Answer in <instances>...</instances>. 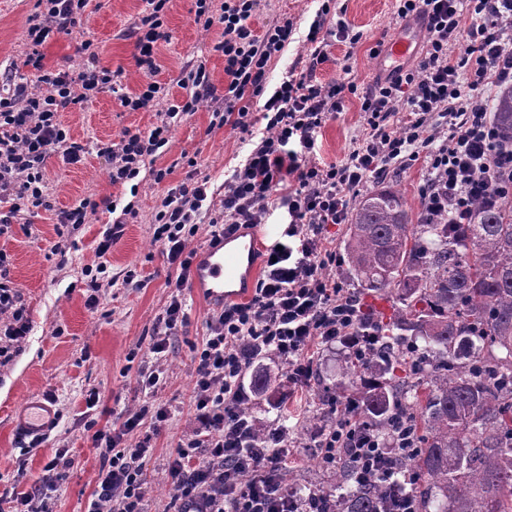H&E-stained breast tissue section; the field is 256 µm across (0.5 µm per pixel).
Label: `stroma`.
Returning <instances> with one entry per match:
<instances>
[{
	"mask_svg": "<svg viewBox=\"0 0 512 512\" xmlns=\"http://www.w3.org/2000/svg\"><path fill=\"white\" fill-rule=\"evenodd\" d=\"M36 0H0V72L21 64L28 50V19L35 12ZM346 18L360 31L356 46L338 41L328 49L329 59L316 77L323 82L343 79L344 66H351L357 83L371 81L377 57L372 47L393 38L402 28L395 14V0H337ZM322 0H261L257 25L276 19L292 20L295 33L268 69L270 85H277L298 57L310 51L305 41L309 26L320 11ZM142 0H91L80 28L72 34H60L42 48L47 67L79 64L78 44L93 40L100 66L122 73L127 91H134L144 75L134 59V41L126 31L143 9ZM194 0H170L166 27L170 34L158 50L160 70L156 79L171 83L181 67L190 60L204 62L216 90L224 88V58L212 47L221 35L220 28L205 31L192 21ZM212 114L207 106L184 116L171 128L169 142L159 149L155 168H170L163 183L145 178L137 189L126 184H111L109 161L98 155L96 143L105 142L123 129L147 130L158 121L153 112H127L112 92L100 93L83 107L63 112L62 122L73 140L86 144L88 153L75 164L51 156L45 169L48 193L53 208L38 214L20 212L7 234L0 236V249L12 260L11 277L20 288L31 321V332L22 348L0 367V495L28 491L43 474L45 464L56 453L65 452L73 467L65 484L53 494L55 512H84L92 494L100 467L99 453L85 429L86 421L103 417L119 423L121 415L143 404L146 397L138 388L137 375L142 366L153 364L149 351L156 316L169 301L172 279L177 271L167 262L162 247L153 240L154 214L168 188L182 182L187 173L206 178L211 188L222 187L236 167L244 163L250 151L241 144L231 127H211ZM362 119L358 97H346L344 108L321 129L315 158L320 162H342L361 136ZM195 167H188V160ZM424 164L388 173L368 183L365 194L382 189L399 191L412 220L421 216L418 188L424 178ZM115 196L118 205L135 203L138 217L126 225L124 234L110 252L97 255L103 233L112 225V215L98 211L89 224L75 231V248L65 256L55 255L53 247L59 212L93 197ZM104 264L97 309L86 299L83 270ZM134 271L135 282H125L127 271ZM189 324L179 333L174 349L163 362V379L154 396L165 404L169 417L160 431L144 425L134 433L133 442L149 441L151 457L144 470L145 512H181L167 474L168 462L181 436L196 424L193 405V356L206 332L205 321L211 306L200 296L185 292ZM343 347L322 351L311 385L292 393L288 375L280 373L275 385H256L255 374H248L257 397L251 414L260 424L279 418L280 402H287L293 416L290 441L296 454L289 467L299 484L306 488L328 485L329 474L316 463L314 438L328 408L323 404V381L335 378ZM98 392L101 407L108 415L87 406L91 392ZM50 397L59 417L56 427L39 443L22 441L12 425L14 412L33 395Z\"/></svg>",
	"mask_w": 512,
	"mask_h": 512,
	"instance_id": "obj_1",
	"label": "stroma"
}]
</instances>
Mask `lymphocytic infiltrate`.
<instances>
[{
	"instance_id": "f902f5d3",
	"label": "lymphocytic infiltrate",
	"mask_w": 512,
	"mask_h": 512,
	"mask_svg": "<svg viewBox=\"0 0 512 512\" xmlns=\"http://www.w3.org/2000/svg\"><path fill=\"white\" fill-rule=\"evenodd\" d=\"M211 2L195 0L193 22L206 30L222 28L214 49L224 57V94L216 96L204 62H190L176 80L186 91L179 100L154 79L158 45L169 38L164 28L169 0H144L132 24L136 64L147 76L132 94L121 92V72L100 66L89 40L77 49L79 66L45 68L42 46L80 26L89 0H37L27 29L32 50L23 61L35 70L36 81L30 86L11 75L0 80V203L9 205L0 210V235L21 210H52L43 174L52 155L76 163L85 152L62 124L61 112L107 89L118 93L126 111L159 112V124L123 130L118 139L98 147L111 165L112 184L135 179L144 170L159 184L168 172L153 162L169 142L172 123L205 102L212 126L228 124L248 136L253 123L243 98L261 100L263 135L243 167L225 180L221 213L213 211L207 181L188 178L168 189L154 215L153 238L169 264L179 268L182 284L197 257L192 242L201 223H208L211 243H220L228 234L260 224L273 194L288 191V244L265 251L263 274L247 301L215 308L205 322V340L194 356L196 425L180 440L168 474L182 512H320L318 494L299 496L283 487L280 476L291 456L289 430L276 422L262 428L255 424L248 412L247 371L267 359L281 362L289 382L301 390L314 375L313 347L340 344L361 352L379 343L376 333L359 327L355 298L325 274L340 263L326 244L327 227L348 223L369 180L423 161L427 175L420 198L426 224H466L476 203L512 200V148L505 147L482 103L483 91L512 85V0H398V18L426 23L421 56L415 66L363 88L352 80L323 84L313 79L328 59V37L352 46L362 39L345 18L326 26L334 0H324L320 19L306 35L312 46L306 69L287 70L272 90L268 66L291 41L292 21L273 22L258 33L253 21L260 0H223L216 13ZM349 95L361 103L366 137L344 163H316L318 134ZM101 209L115 216L97 245L104 254L124 224L137 218L133 205L86 198L62 211L59 225L79 229ZM9 266L7 253L0 251V358L19 349L31 331ZM188 323L183 298L172 295L155 318L151 353L167 352ZM167 419L166 406L148 401L125 412L119 426L88 422L103 464L85 512H144L143 472L150 448L144 442L128 445L127 438L145 423ZM320 450L330 457L345 451L357 471L372 478L385 476V462L398 454L352 425L329 432ZM71 467L70 459L55 455L42 480L15 498L11 512H53L50 492L66 482Z\"/></svg>"
}]
</instances>
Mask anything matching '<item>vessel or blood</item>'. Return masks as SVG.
Listing matches in <instances>:
<instances>
[{
	"label": "vessel or blood",
	"instance_id": "b4317fda",
	"mask_svg": "<svg viewBox=\"0 0 512 512\" xmlns=\"http://www.w3.org/2000/svg\"><path fill=\"white\" fill-rule=\"evenodd\" d=\"M424 32V25H413L384 44L379 59L381 70L389 72L403 66L413 56L419 37ZM238 274L237 250L223 244L209 246L197 256L190 272L189 285L193 292L207 297L213 304L221 305L245 298L243 288L232 290L228 287ZM56 419L57 412L48 399L33 397L16 414L13 426L24 437L38 441L49 432Z\"/></svg>",
	"mask_w": 512,
	"mask_h": 512
}]
</instances>
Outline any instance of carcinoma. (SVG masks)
<instances>
[{
	"label": "carcinoma",
	"instance_id": "obj_1",
	"mask_svg": "<svg viewBox=\"0 0 512 512\" xmlns=\"http://www.w3.org/2000/svg\"><path fill=\"white\" fill-rule=\"evenodd\" d=\"M491 112L512 144V87ZM358 288L390 298L389 317L361 310L382 351L347 353L326 403L347 398L383 442L406 427L416 450L396 471L418 512H512V206L478 203L468 224H412L406 203L380 191L356 205L344 244ZM320 490L335 512H380L391 482H363L343 453Z\"/></svg>",
	"mask_w": 512,
	"mask_h": 512
}]
</instances>
